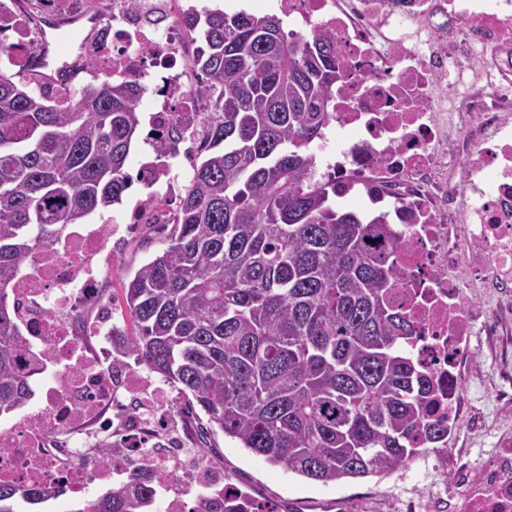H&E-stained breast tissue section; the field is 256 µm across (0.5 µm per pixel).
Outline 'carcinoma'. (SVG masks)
Instances as JSON below:
<instances>
[{"label":"carcinoma","instance_id":"obj_1","mask_svg":"<svg viewBox=\"0 0 512 512\" xmlns=\"http://www.w3.org/2000/svg\"><path fill=\"white\" fill-rule=\"evenodd\" d=\"M211 91L207 146L166 248L123 282L127 324L112 348L183 394L198 448L238 441L322 484L406 466L448 447L438 385L416 363L414 328L390 302L398 244L387 213L336 207L309 144L341 79L331 36L295 37L275 14L216 8L185 18ZM0 71V414L24 407L44 369L27 348L10 286L73 224L127 190L140 89L96 78L66 107ZM63 493L0 483V512ZM141 475L77 512H151ZM193 512H246L222 494Z\"/></svg>","mask_w":512,"mask_h":512}]
</instances>
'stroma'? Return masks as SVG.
<instances>
[{
    "label": "stroma",
    "instance_id": "1",
    "mask_svg": "<svg viewBox=\"0 0 512 512\" xmlns=\"http://www.w3.org/2000/svg\"><path fill=\"white\" fill-rule=\"evenodd\" d=\"M169 226L146 229L129 240L111 277L101 283L104 296L119 294L124 280L146 260L165 247ZM485 336L474 325L470 339L472 374L463 380L474 416L449 439L447 447L429 448L404 468L360 480L322 485L272 466L253 456L238 442L217 435L214 446L216 471L249 488L259 501L272 504L275 512H400L407 498H416L418 512H435L433 497L443 486L453 484L459 473L477 477L495 450L498 431L512 427V411L495 402L494 365L484 355Z\"/></svg>",
    "mask_w": 512,
    "mask_h": 512
}]
</instances>
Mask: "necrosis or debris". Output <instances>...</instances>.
I'll return each mask as SVG.
<instances>
[{
    "label": "necrosis or debris",
    "mask_w": 512,
    "mask_h": 512,
    "mask_svg": "<svg viewBox=\"0 0 512 512\" xmlns=\"http://www.w3.org/2000/svg\"><path fill=\"white\" fill-rule=\"evenodd\" d=\"M289 32L332 36L342 77L330 90L324 166L347 192L391 206L397 286L391 301L415 329L416 361L439 382H453L436 412L462 426L464 355L472 331L457 270L478 273L499 290L488 324L492 358L512 361V0H268ZM195 0H0V67L27 60L40 90L68 100L77 62L150 94L146 149L122 220L75 224L38 255L32 274L12 284L25 339L51 377L37 410L0 426V482L19 487L64 483L119 486L145 470L162 491L163 512H191L200 491L238 494L199 452L183 460L169 439V392L145 368L112 352L107 307L99 344L84 350L85 305L120 245L146 227L172 224L193 177L181 146L205 141L192 42L184 15ZM87 29L69 56L47 53L60 22ZM464 78L462 95L442 83ZM461 161L462 185L443 175ZM105 443L111 462L88 460ZM459 512H512V434H502L479 476L461 485Z\"/></svg>",
    "instance_id": "4bbe7bcc"
}]
</instances>
